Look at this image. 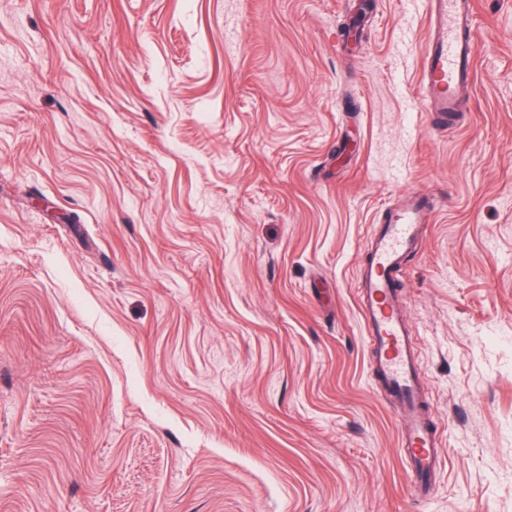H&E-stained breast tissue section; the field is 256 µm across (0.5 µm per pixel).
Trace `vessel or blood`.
<instances>
[{"label":"vessel or blood","mask_w":512,"mask_h":512,"mask_svg":"<svg viewBox=\"0 0 512 512\" xmlns=\"http://www.w3.org/2000/svg\"><path fill=\"white\" fill-rule=\"evenodd\" d=\"M428 39L421 54V100L430 123L448 130L462 110L461 90L474 83L477 54L473 0H425ZM427 198L402 194L369 233L368 257L357 278V301L366 336L376 353L385 397L400 413V450L408 464L415 498L427 496L439 466L436 429L422 402L418 353L396 301L395 277L418 246L420 227L429 223Z\"/></svg>","instance_id":"vessel-or-blood-1"}]
</instances>
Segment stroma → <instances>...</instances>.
<instances>
[{
	"instance_id": "obj_1",
	"label": "stroma",
	"mask_w": 512,
	"mask_h": 512,
	"mask_svg": "<svg viewBox=\"0 0 512 512\" xmlns=\"http://www.w3.org/2000/svg\"><path fill=\"white\" fill-rule=\"evenodd\" d=\"M420 106L423 0H0V512H512V0ZM398 274L414 499L355 282ZM401 203L384 211L382 224L369 233L368 257L357 278V301L370 347L376 353L385 397L400 413V450L408 464L410 489L425 498L439 466L437 430L422 402L418 353L396 301L395 277L418 246L421 224L432 211L420 192H406Z\"/></svg>"
}]
</instances>
